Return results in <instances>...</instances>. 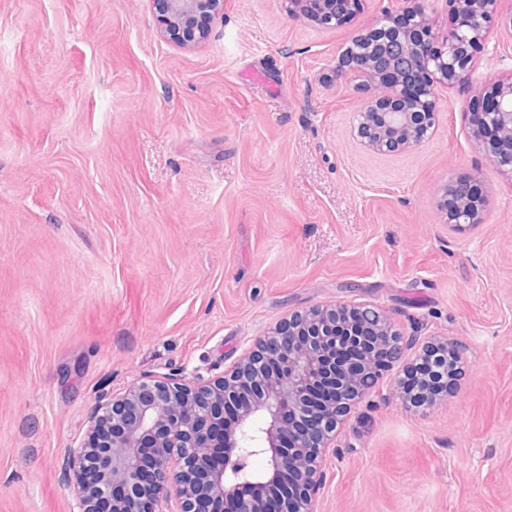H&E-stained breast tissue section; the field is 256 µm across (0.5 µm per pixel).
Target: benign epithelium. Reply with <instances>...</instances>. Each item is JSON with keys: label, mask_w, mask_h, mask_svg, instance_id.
Returning a JSON list of instances; mask_svg holds the SVG:
<instances>
[{"label": "benign epithelium", "mask_w": 512, "mask_h": 512, "mask_svg": "<svg viewBox=\"0 0 512 512\" xmlns=\"http://www.w3.org/2000/svg\"><path fill=\"white\" fill-rule=\"evenodd\" d=\"M393 17L356 36L342 55L345 76L369 94L358 113L357 134L381 153L419 146L435 126L434 86L469 80L475 51L496 13L498 0H447L452 26L434 32L429 0H401ZM161 32L182 47H195L224 15V0H153ZM290 10L326 28L341 26L359 0H289ZM399 44L430 81L408 98L414 76L388 58ZM473 137L492 163L512 179V78L494 81L474 95ZM475 177L448 188L455 200L450 224H475L485 205L472 188ZM370 348L383 361L401 359L399 335L379 310L338 304L291 314L224 375L202 385L149 376L124 394L98 404L87 439L68 451L78 512H160L175 501L177 512H217L234 490V512H313L324 480L320 459L333 432L366 395L378 392L380 368L371 358L347 360L336 371V341ZM235 419L228 423L226 414ZM141 448L150 449L145 473ZM221 448L224 463H210ZM261 456L264 470L252 472Z\"/></svg>", "instance_id": "benign-epithelium-1"}]
</instances>
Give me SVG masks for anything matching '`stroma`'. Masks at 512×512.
<instances>
[{
  "label": "stroma",
  "mask_w": 512,
  "mask_h": 512,
  "mask_svg": "<svg viewBox=\"0 0 512 512\" xmlns=\"http://www.w3.org/2000/svg\"><path fill=\"white\" fill-rule=\"evenodd\" d=\"M336 29L288 0H224L193 49L152 0H0V512H75L67 448L101 397L222 376L297 310L384 309L461 350L455 388L406 406L384 371L336 431L315 512H512V180L471 136L475 89L512 77L492 26L429 137L361 145L337 67L398 13ZM477 177L456 228L449 184ZM473 186L481 187L476 177L457 181L448 188L444 201L448 224H476L485 205V197L481 190L480 198L472 192ZM451 196L455 200L453 209L448 212L447 200Z\"/></svg>",
  "instance_id": "stroma-1"
}]
</instances>
